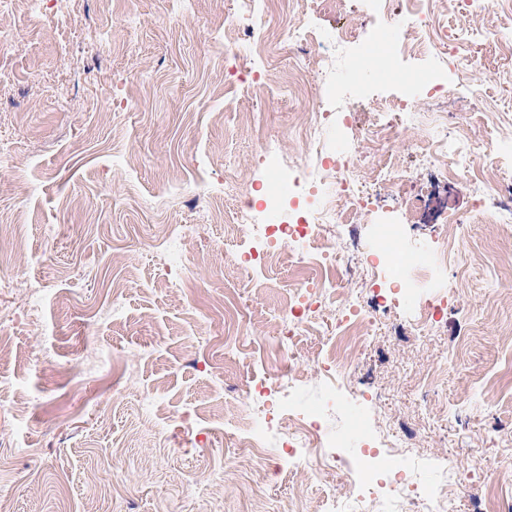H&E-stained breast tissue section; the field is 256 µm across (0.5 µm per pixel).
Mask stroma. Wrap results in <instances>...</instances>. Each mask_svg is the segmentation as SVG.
<instances>
[{
	"label": "stroma",
	"mask_w": 512,
	"mask_h": 512,
	"mask_svg": "<svg viewBox=\"0 0 512 512\" xmlns=\"http://www.w3.org/2000/svg\"><path fill=\"white\" fill-rule=\"evenodd\" d=\"M29 0L0 8V65L14 74L0 88V259L17 278L0 285V512H316L328 497L352 501L351 452L322 471L277 449L245 456L238 436L253 425L247 392L270 372L282 343L270 333L288 290V264L247 275L224 252L239 237L229 185L272 171L298 173L307 162L293 126L320 111L331 79L356 82L337 102L348 125L330 127L336 155L374 152L373 124L393 120L406 99L402 80L425 67H451L448 42L474 29L466 47L476 60L453 79L446 104L412 99L394 149L410 175L405 196L433 189L434 204L410 214L404 198L365 182L376 220L402 227L392 260L409 250L429 258L403 275L433 287L447 308L420 328L398 278L363 256L379 243L371 223L328 228L341 270L330 303L295 340L308 366L298 393L305 412L336 396L324 424L343 435L360 415L363 451L386 472L412 470L435 480L454 459L466 495L456 512H482L512 460V232L468 222L466 183L438 184L414 144L437 113L449 132L474 146L477 167L512 178V9L441 17L423 52L398 59V78L356 72L370 45L391 52L394 24L409 9L387 0H348L365 20L358 45L313 44L321 73L305 72L307 92L288 96V25L282 0H255L247 23L273 27L266 44L271 77L263 92L241 87L242 58L226 15L237 0ZM278 137L281 160L264 156ZM458 220L447 260L435 256L438 225ZM241 313L239 342L224 343V300ZM374 325L342 353L341 371L313 373L331 349V333L351 300ZM394 447H386V440ZM262 484L250 508L248 481Z\"/></svg>",
	"instance_id": "1"
}]
</instances>
